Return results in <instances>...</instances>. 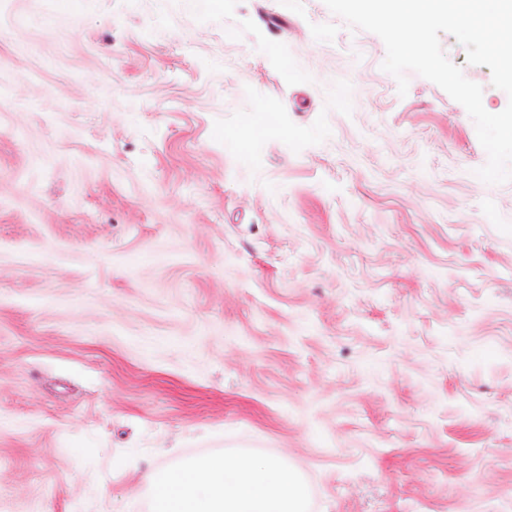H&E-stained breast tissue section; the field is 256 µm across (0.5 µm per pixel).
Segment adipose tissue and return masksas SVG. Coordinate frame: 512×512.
Listing matches in <instances>:
<instances>
[{
    "label": "adipose tissue",
    "instance_id": "1",
    "mask_svg": "<svg viewBox=\"0 0 512 512\" xmlns=\"http://www.w3.org/2000/svg\"><path fill=\"white\" fill-rule=\"evenodd\" d=\"M153 512H305L307 490L287 460L227 453L148 471Z\"/></svg>",
    "mask_w": 512,
    "mask_h": 512
}]
</instances>
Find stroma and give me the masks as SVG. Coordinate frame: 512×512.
<instances>
[{"instance_id":"1","label":"stroma","mask_w":512,"mask_h":512,"mask_svg":"<svg viewBox=\"0 0 512 512\" xmlns=\"http://www.w3.org/2000/svg\"><path fill=\"white\" fill-rule=\"evenodd\" d=\"M385 57L324 0H0V512L228 450L310 512H512V181Z\"/></svg>"}]
</instances>
